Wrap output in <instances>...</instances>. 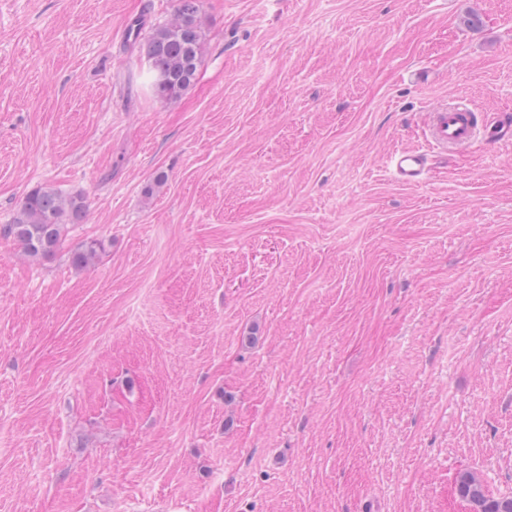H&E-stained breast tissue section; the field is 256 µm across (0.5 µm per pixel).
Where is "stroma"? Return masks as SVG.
<instances>
[{
    "label": "stroma",
    "instance_id": "obj_1",
    "mask_svg": "<svg viewBox=\"0 0 512 512\" xmlns=\"http://www.w3.org/2000/svg\"><path fill=\"white\" fill-rule=\"evenodd\" d=\"M198 5L167 101L140 44L175 0H0V227L39 185L88 205L52 260L0 237V512L512 496V141L423 134L512 114V0ZM479 123L483 128V134L488 128L495 127L500 135L499 141L511 140L510 114H487L478 117L468 104L462 102L431 112L426 137L431 145L441 152L463 151L474 144ZM390 171L404 185L422 184L430 170L428 154L423 151H399L389 158Z\"/></svg>",
    "mask_w": 512,
    "mask_h": 512
}]
</instances>
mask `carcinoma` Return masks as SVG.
Returning <instances> with one entry per match:
<instances>
[{"instance_id":"1","label":"carcinoma","mask_w":512,"mask_h":512,"mask_svg":"<svg viewBox=\"0 0 512 512\" xmlns=\"http://www.w3.org/2000/svg\"><path fill=\"white\" fill-rule=\"evenodd\" d=\"M203 47L198 0H176L175 18L157 26L143 41L141 52L150 70L157 75L154 93L165 100L179 99L197 80ZM87 214L83 194H62L38 186L24 197L19 217L0 229V235L13 239L22 253L33 260H49L66 240L67 230L80 224ZM101 244L93 243L71 252L77 268L88 266ZM459 495L469 502L473 512H512V496L491 497L483 484L471 474L458 481Z\"/></svg>"}]
</instances>
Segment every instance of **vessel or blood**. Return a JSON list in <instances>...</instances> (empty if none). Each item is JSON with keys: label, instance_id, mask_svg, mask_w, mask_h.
Listing matches in <instances>:
<instances>
[{"label": "vessel or blood", "instance_id": "vessel-or-blood-1", "mask_svg": "<svg viewBox=\"0 0 512 512\" xmlns=\"http://www.w3.org/2000/svg\"><path fill=\"white\" fill-rule=\"evenodd\" d=\"M481 127L497 129L501 140L512 139V116H480L465 103L431 113L426 137L437 150L463 151L474 144L477 130ZM389 167L396 181L416 186L422 184L428 175L429 157L422 151H399L390 156Z\"/></svg>", "mask_w": 512, "mask_h": 512}]
</instances>
